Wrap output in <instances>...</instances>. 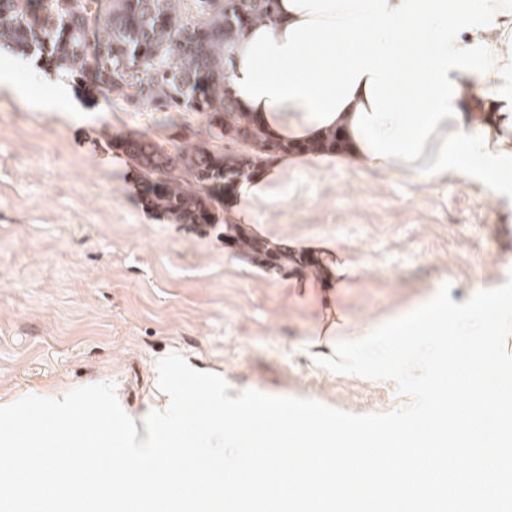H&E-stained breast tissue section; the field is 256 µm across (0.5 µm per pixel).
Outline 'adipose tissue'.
I'll return each mask as SVG.
<instances>
[{
  "instance_id": "ef3b65f1",
  "label": "adipose tissue",
  "mask_w": 512,
  "mask_h": 512,
  "mask_svg": "<svg viewBox=\"0 0 512 512\" xmlns=\"http://www.w3.org/2000/svg\"><path fill=\"white\" fill-rule=\"evenodd\" d=\"M226 82L291 147L238 183L240 223L286 202L289 173L312 165L450 174L512 206V0H277ZM335 133L341 147L299 149Z\"/></svg>"
}]
</instances>
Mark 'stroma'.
<instances>
[{
  "label": "stroma",
  "instance_id": "35a3bbf8",
  "mask_svg": "<svg viewBox=\"0 0 512 512\" xmlns=\"http://www.w3.org/2000/svg\"><path fill=\"white\" fill-rule=\"evenodd\" d=\"M0 395L108 374L128 413L153 398L167 354L223 374L230 396L257 390L350 413L409 404L394 382L318 366L311 335L326 307L336 338L416 307L436 282L465 302L512 266V210L477 184L353 169L290 173L288 202L259 213L266 236L333 246L352 272L324 278L302 258L275 270L228 240L233 209L197 228L149 215L115 166L113 140L167 139L168 113L72 85L43 111L54 76L0 50Z\"/></svg>",
  "mask_w": 512,
  "mask_h": 512
}]
</instances>
